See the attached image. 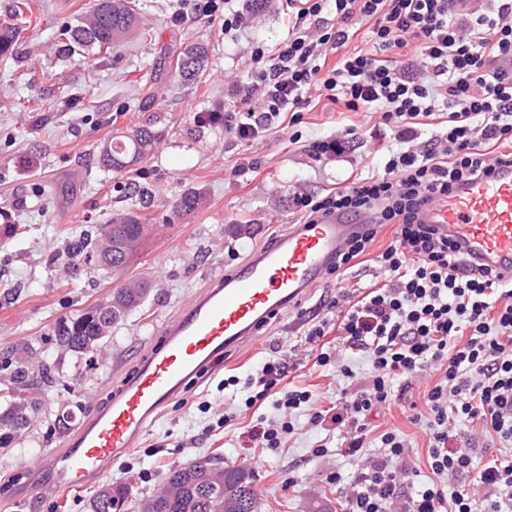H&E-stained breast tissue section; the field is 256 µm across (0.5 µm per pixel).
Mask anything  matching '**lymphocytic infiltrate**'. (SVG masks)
Returning <instances> with one entry per match:
<instances>
[{"label":"lymphocytic infiltrate","mask_w":512,"mask_h":512,"mask_svg":"<svg viewBox=\"0 0 512 512\" xmlns=\"http://www.w3.org/2000/svg\"><path fill=\"white\" fill-rule=\"evenodd\" d=\"M281 7L288 34L272 47L252 43L248 80L238 89L243 109L210 113L208 121L253 140L280 114L298 121L316 88L347 111L380 113L401 143L383 176L296 200L309 224L335 213L369 214V230L332 268L339 276L380 228L396 227L377 257L389 283L367 288L338 316L343 341L371 364L370 384L340 391L335 409L310 417L342 428L346 454L360 461L352 479L336 473L329 481L347 484L349 512H512V459L475 469L483 450L469 439L457 443L455 428L477 421L512 444V282L475 266L420 219L425 206L512 165V0L475 12L453 10L449 0H281ZM366 20L372 46L346 52ZM411 44L421 63L401 58ZM436 120L441 132L418 142V129ZM429 366L441 377L424 396L431 476L421 483L398 431L383 432L375 453L364 445L370 416L390 405L395 382ZM284 377L279 358L265 359L247 382L245 407L270 399L288 413L307 408L311 392ZM450 480L460 487L448 494ZM473 483L484 488L483 499L470 492Z\"/></svg>","instance_id":"1"}]
</instances>
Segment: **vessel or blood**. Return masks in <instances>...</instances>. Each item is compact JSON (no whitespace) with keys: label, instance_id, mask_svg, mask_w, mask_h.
<instances>
[{"label":"vessel or blood","instance_id":"1","mask_svg":"<svg viewBox=\"0 0 512 512\" xmlns=\"http://www.w3.org/2000/svg\"><path fill=\"white\" fill-rule=\"evenodd\" d=\"M422 220L512 280V166L497 167L427 206ZM361 230L336 216L292 224L234 269L213 275L165 325L162 346L150 347L133 371L89 406L62 447L27 464L29 492L65 494L111 474L113 461L136 448L170 402L219 359L254 343L271 319L287 315Z\"/></svg>","mask_w":512,"mask_h":512}]
</instances>
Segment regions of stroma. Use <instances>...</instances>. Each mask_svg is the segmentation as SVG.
Wrapping results in <instances>:
<instances>
[{"instance_id": "35a3bbf8", "label": "stroma", "mask_w": 512, "mask_h": 512, "mask_svg": "<svg viewBox=\"0 0 512 512\" xmlns=\"http://www.w3.org/2000/svg\"><path fill=\"white\" fill-rule=\"evenodd\" d=\"M190 0H135L151 38L135 37L109 53L65 58L55 51L62 25L94 7V0H0V23L27 19L13 57L0 58V225L13 224V238L0 236V357L24 342L51 346L59 319L105 299L116 285L111 270L98 267L70 283L64 272L66 247L78 227L107 223L132 211L152 227L131 272L153 286L142 309L117 325L102 366L86 369L69 356L59 365L62 383L44 394L39 419L8 454H0V512H90L94 487L62 496L50 491L22 499L25 464L66 437L58 419L89 406L132 369L149 345L160 342L162 326L208 284L210 276L241 264L257 247L272 242L298 222L296 199L324 195L350 185L355 176L383 175L398 143L379 114L346 112L311 101L299 123L275 121L272 130L251 141L234 138L220 123H198L203 112L240 108L236 89L247 79L244 57L251 43L274 45L288 25L279 0H267L259 15L236 34L224 32L223 15L173 25V13ZM189 42L209 47L202 79L186 84L174 71ZM153 124L164 137L140 168L138 191L121 193L131 172L106 171L98 151L113 135ZM342 138L341 153H318L316 144ZM202 193L200 209L177 215L183 193ZM385 227L370 248V260L348 270L344 279L323 276L286 316L273 320L250 347L231 353L223 370L240 383L223 387L219 377L197 384L172 402L147 429L139 446L112 467V480L152 492L174 465L203 457L248 464L257 476L261 512H310L313 498L327 497L336 512H348L345 490L328 480L342 470L352 476L354 459L343 456L339 430L313 426L307 412L294 414V430L281 448L258 444L254 432L275 417L271 402L245 408L244 380L270 355L288 367L293 385L313 394L312 406L326 409L340 390L360 389L372 367L351 353L335 327L343 296L388 274L374 257L391 242ZM329 324L321 344H306L313 320ZM339 353L353 378H341L335 365L318 366L320 351ZM426 368L403 381L402 394L373 415L365 445L373 450L380 435L399 430L407 439L410 465L427 472L428 431L413 418L415 406L439 379ZM230 414L228 427L218 420ZM324 447L316 457L312 448Z\"/></svg>"}]
</instances>
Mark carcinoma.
<instances>
[{
  "label": "carcinoma",
  "instance_id": "1",
  "mask_svg": "<svg viewBox=\"0 0 512 512\" xmlns=\"http://www.w3.org/2000/svg\"><path fill=\"white\" fill-rule=\"evenodd\" d=\"M22 26L5 22L0 25V56L11 53L20 40ZM149 35L141 27L139 13L130 0H96L93 10L76 23L62 26L58 52L71 57L112 48L135 35ZM207 49L190 43L181 52L178 75L187 83L202 74ZM162 134L148 126L113 137L99 152L100 167L121 171L142 163L159 145ZM203 204L201 193L190 191L176 205V212L187 215ZM150 225L132 212L116 215L108 224H99L90 232L83 230L68 246L71 278L76 280L93 259L106 254L105 243L112 240V259L107 266L122 275L131 266L149 234ZM152 293L149 283L135 275L120 280L104 302L78 310L57 321L52 328L54 351L85 359L94 367L106 355L112 328L141 309ZM38 347L24 343L12 355L0 358V401L6 408L0 414V449L28 430L42 404L43 390L60 383L55 365L42 363L33 369ZM256 475L246 465L226 467L208 459L175 465L166 473L158 488L134 498V512H261L255 493ZM133 495L128 484L104 483L90 501L91 512H127V500Z\"/></svg>",
  "mask_w": 512,
  "mask_h": 512
}]
</instances>
